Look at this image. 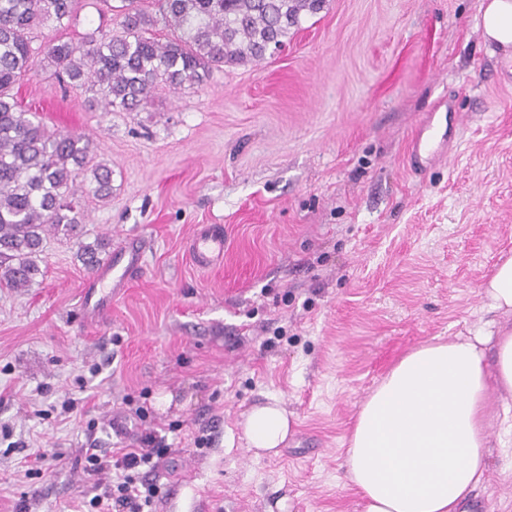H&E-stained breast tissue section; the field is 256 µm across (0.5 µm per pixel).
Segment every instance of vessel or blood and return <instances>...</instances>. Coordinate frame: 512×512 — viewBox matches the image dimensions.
<instances>
[{"label":"vessel or blood","instance_id":"1","mask_svg":"<svg viewBox=\"0 0 512 512\" xmlns=\"http://www.w3.org/2000/svg\"><path fill=\"white\" fill-rule=\"evenodd\" d=\"M458 130L456 113H449L446 127H439L433 119L421 122L412 138L410 161L414 167L427 168L430 162L449 147ZM224 253V237L221 233L206 230L200 232L193 242V254L199 265L208 264L210 258ZM140 261V248L125 247L113 253L109 262L99 265L92 280L80 292L82 315L97 318L112 306V292L123 287Z\"/></svg>","mask_w":512,"mask_h":512}]
</instances>
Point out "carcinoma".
<instances>
[{"label":"carcinoma","instance_id":"1","mask_svg":"<svg viewBox=\"0 0 512 512\" xmlns=\"http://www.w3.org/2000/svg\"><path fill=\"white\" fill-rule=\"evenodd\" d=\"M325 0H119L118 31L94 30L79 43L53 39L43 60L66 86L91 93V110L135 112L156 87L203 85L213 70L264 58L283 46L302 14ZM78 0H0V285L28 288L40 274L38 258L49 233L80 235L75 202L78 173L92 174V192L112 195V169L95 161L89 138L55 132L36 113L19 108L14 86L37 65L30 33L74 13ZM168 31L164 38L156 27ZM109 240L79 242L89 269Z\"/></svg>","mask_w":512,"mask_h":512}]
</instances>
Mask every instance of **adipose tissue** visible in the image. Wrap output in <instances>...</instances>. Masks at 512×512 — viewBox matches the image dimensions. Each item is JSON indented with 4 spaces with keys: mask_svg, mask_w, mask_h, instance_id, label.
<instances>
[{
    "mask_svg": "<svg viewBox=\"0 0 512 512\" xmlns=\"http://www.w3.org/2000/svg\"><path fill=\"white\" fill-rule=\"evenodd\" d=\"M491 310L512 314V257L483 285ZM508 401L491 408V390ZM512 436V327L429 342L405 353L368 394L351 425L346 477L360 512H464L489 469V421ZM278 399L243 428L254 455L278 452L289 432Z\"/></svg>",
    "mask_w": 512,
    "mask_h": 512,
    "instance_id": "1",
    "label": "adipose tissue"
}]
</instances>
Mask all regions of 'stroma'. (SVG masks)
I'll list each match as a JSON object with an SVG mask.
<instances>
[{"label": "stroma", "instance_id": "1", "mask_svg": "<svg viewBox=\"0 0 512 512\" xmlns=\"http://www.w3.org/2000/svg\"><path fill=\"white\" fill-rule=\"evenodd\" d=\"M484 0H326L282 51L157 91L136 112H91L36 66L22 108L93 141L112 195L78 194L83 238L48 235L40 275L0 288V512H73L94 480L78 449L117 447L128 415L155 432L179 491L155 512H357L343 456L371 388L407 351L499 323L481 285L512 256V82L482 26ZM112 27L82 0L33 48ZM450 100L457 150L425 171L409 139ZM224 235L198 265L197 232ZM140 238L144 253L99 321L78 296L79 242ZM278 398V454L255 458L245 413ZM73 412H65L67 402ZM491 464L466 512H512V447L490 425ZM40 448L62 467L25 478Z\"/></svg>", "mask_w": 512, "mask_h": 512}]
</instances>
